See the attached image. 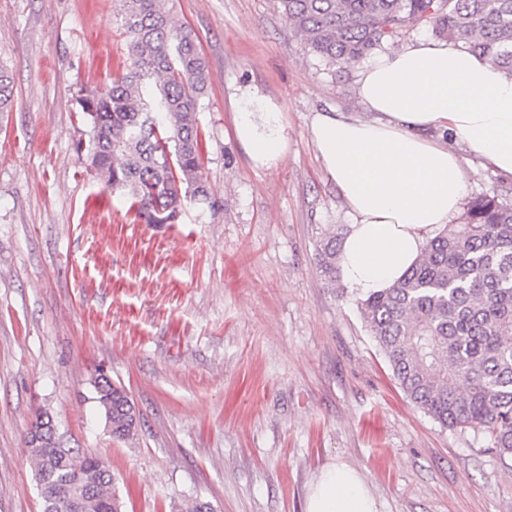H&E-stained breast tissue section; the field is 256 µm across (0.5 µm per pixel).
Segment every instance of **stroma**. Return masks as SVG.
Here are the masks:
<instances>
[{"instance_id":"1","label":"stroma","mask_w":512,"mask_h":512,"mask_svg":"<svg viewBox=\"0 0 512 512\" xmlns=\"http://www.w3.org/2000/svg\"><path fill=\"white\" fill-rule=\"evenodd\" d=\"M209 62L198 112L211 204L146 224L90 172L81 92L124 70L119 0H0V512H41L26 432L106 459L121 512H305L327 466L359 473L378 512H512V466L482 434L451 430L397 386L351 292L316 244L353 219L310 138L318 112L364 116L363 61L311 51L276 0H165ZM257 90L283 116L288 155L256 171L233 133ZM466 197L512 176L453 142ZM105 373L137 410L113 438Z\"/></svg>"}]
</instances>
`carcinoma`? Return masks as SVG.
Returning a JSON list of instances; mask_svg holds the SVG:
<instances>
[{"instance_id":"carcinoma-1","label":"carcinoma","mask_w":512,"mask_h":512,"mask_svg":"<svg viewBox=\"0 0 512 512\" xmlns=\"http://www.w3.org/2000/svg\"><path fill=\"white\" fill-rule=\"evenodd\" d=\"M330 64L348 65L427 26L462 42L512 75V0H276ZM130 64L103 90L79 99L89 140L88 167L125 191L146 224H176L185 201L205 203L203 141L197 112L209 67L194 30L161 0H120ZM14 103V83L0 66V112ZM343 227L317 248L331 287ZM365 325L405 396L441 426L479 430L488 448L512 459V199L470 200L393 288L357 301ZM96 399L112 436L133 435L137 414L126 391L99 375ZM42 512H120L112 472L95 453L63 457L56 433L26 436Z\"/></svg>"}]
</instances>
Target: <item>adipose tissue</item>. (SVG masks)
Listing matches in <instances>:
<instances>
[{
    "label": "adipose tissue",
    "instance_id": "ef3b65f1",
    "mask_svg": "<svg viewBox=\"0 0 512 512\" xmlns=\"http://www.w3.org/2000/svg\"><path fill=\"white\" fill-rule=\"evenodd\" d=\"M357 96L370 118L322 112L311 140L354 217L339 277L365 297L392 288L430 238L459 212L466 180L442 129L498 173L512 176V76L451 41L417 40L375 57L359 73ZM234 132L253 168L288 155L283 116L257 92L241 100ZM305 512H377L357 471L332 465L312 484Z\"/></svg>",
    "mask_w": 512,
    "mask_h": 512
}]
</instances>
